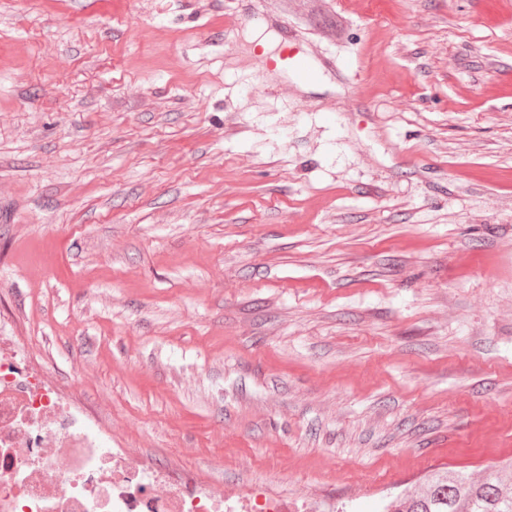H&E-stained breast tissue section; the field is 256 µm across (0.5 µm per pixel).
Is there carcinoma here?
<instances>
[{
  "instance_id": "cac0c4a2",
  "label": "carcinoma",
  "mask_w": 512,
  "mask_h": 512,
  "mask_svg": "<svg viewBox=\"0 0 512 512\" xmlns=\"http://www.w3.org/2000/svg\"><path fill=\"white\" fill-rule=\"evenodd\" d=\"M309 22L331 36L342 30V20L314 12ZM384 512H512V491L497 474L474 479L463 472L438 468L428 475L421 491L394 498Z\"/></svg>"
}]
</instances>
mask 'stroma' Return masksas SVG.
Listing matches in <instances>:
<instances>
[{"label":"stroma","mask_w":512,"mask_h":512,"mask_svg":"<svg viewBox=\"0 0 512 512\" xmlns=\"http://www.w3.org/2000/svg\"><path fill=\"white\" fill-rule=\"evenodd\" d=\"M316 5L0 0V324L155 469L382 512L512 459V0ZM262 64L265 68L290 70L300 81H314L318 76L314 62L299 51H294L289 42L275 58L263 59ZM317 85L318 80L304 83L303 88L313 89Z\"/></svg>","instance_id":"1"}]
</instances>
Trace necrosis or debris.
Here are the masks:
<instances>
[{
    "label": "necrosis or debris",
    "instance_id": "obj_1",
    "mask_svg": "<svg viewBox=\"0 0 512 512\" xmlns=\"http://www.w3.org/2000/svg\"><path fill=\"white\" fill-rule=\"evenodd\" d=\"M0 512H288L278 500L228 504L200 487L148 470L88 429L48 377L0 329Z\"/></svg>",
    "mask_w": 512,
    "mask_h": 512
}]
</instances>
